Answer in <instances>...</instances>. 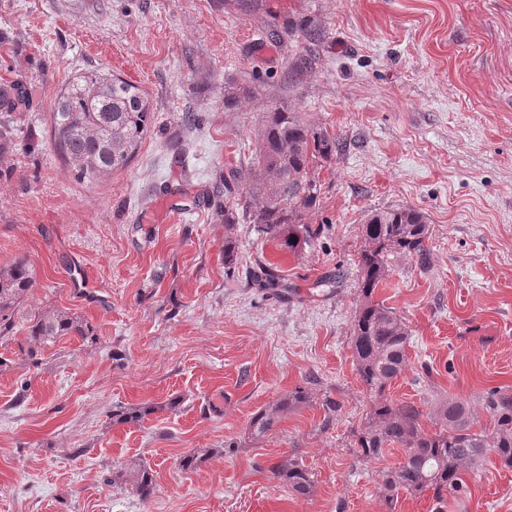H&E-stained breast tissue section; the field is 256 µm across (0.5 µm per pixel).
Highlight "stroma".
<instances>
[{
  "label": "stroma",
  "mask_w": 512,
  "mask_h": 512,
  "mask_svg": "<svg viewBox=\"0 0 512 512\" xmlns=\"http://www.w3.org/2000/svg\"><path fill=\"white\" fill-rule=\"evenodd\" d=\"M311 22L321 41L289 36ZM91 69L143 89L154 122L125 168L78 182L50 113ZM17 82L29 108L0 135V263L26 259L35 286L0 337V512H386L381 473L404 451L353 452L371 395L351 330L362 228L387 208L432 234L429 272L391 259L374 294L411 334L386 396L425 412L464 399L483 426L482 392L512 391V0H0V84ZM283 102L342 143L314 171L305 220L322 232L295 253L251 224L226 232L212 204ZM260 266L281 287L253 286ZM48 307L89 334L33 346ZM298 387L312 405L254 437L252 417ZM120 408L146 414L119 424ZM286 454L311 496L273 477ZM140 462L146 501L111 481ZM465 481L448 512H512L495 455Z\"/></svg>",
  "instance_id": "35a3bbf8"
}]
</instances>
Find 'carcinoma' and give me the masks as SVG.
<instances>
[{"mask_svg":"<svg viewBox=\"0 0 512 512\" xmlns=\"http://www.w3.org/2000/svg\"><path fill=\"white\" fill-rule=\"evenodd\" d=\"M25 101L23 86L0 88V125L22 111ZM152 117L150 100L140 88L88 70L61 91L51 113V142L75 180H97L130 162ZM258 141L251 168L235 169L224 180V202L217 210L224 214V224L231 226L243 218L296 252L321 233V228L304 222L321 194L312 171L332 161L340 151L339 140L278 106L266 113ZM250 177L256 180V191L244 202L237 184ZM363 234L357 263L362 302L353 320L351 347L357 374L373 398L356 435L357 456L371 460L390 446L404 449L403 461L383 471L379 484L386 512H395L401 493L419 497L427 492L432 493L434 512H444L448 495L464 489V476L483 466L488 451L503 467L512 468V392L484 393L491 417L488 428L476 427L466 401L450 398L434 406L429 416L433 428L426 429L417 406L385 398L386 388L406 369L409 330L393 308L373 300V293L389 276L388 259L394 254L414 257L422 270L429 269L431 230L421 212L395 208L373 213ZM34 284L24 259L0 264L1 336L13 329V312ZM69 334L84 336L86 328L79 318L57 309L34 314L29 327V336L38 345ZM310 402L308 390L295 389L252 418V435L266 436L285 415ZM271 473L297 496L313 492L314 474L294 455L283 456ZM124 475L141 500L151 497L154 478L147 464L139 463Z\"/></svg>","mask_w":512,"mask_h":512,"instance_id":"carcinoma-1","label":"carcinoma"}]
</instances>
